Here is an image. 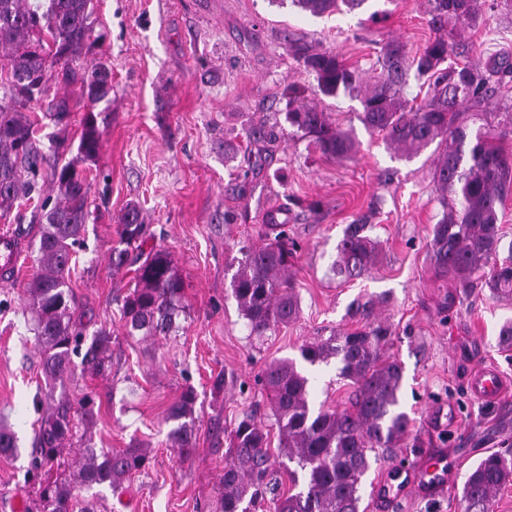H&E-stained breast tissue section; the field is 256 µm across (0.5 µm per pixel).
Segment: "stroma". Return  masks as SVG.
Segmentation results:
<instances>
[{"label": "stroma", "mask_w": 512, "mask_h": 512, "mask_svg": "<svg viewBox=\"0 0 512 512\" xmlns=\"http://www.w3.org/2000/svg\"><path fill=\"white\" fill-rule=\"evenodd\" d=\"M382 17L370 20V11ZM427 0H372L369 12L315 17L291 0H95L98 48L112 70V104L98 119L101 149L86 163L90 217L73 249L70 287L88 332L112 334V369L86 372L72 358L65 382L71 400L92 395L98 407L89 444L150 449L145 469L122 492L95 487L83 497L94 512H212L224 474L226 433L243 413L272 421L261 375L277 358H298L302 344L356 325L358 298L384 297L376 314L392 326L389 353L403 367V406L413 419L406 447L378 453L366 475L363 512H460L457 492L488 453L512 452V396L475 394L477 370H497L512 386V354L498 331L512 300L476 294L442 305L452 284L429 259L430 230L442 209L432 178L436 155L407 156L356 117L359 99L317 94L292 49L335 52L372 83L376 53L398 41L417 53L432 35ZM476 51L512 54V12L488 14L469 31ZM329 112L352 131L353 160L322 159L306 139L281 133L265 155L246 138L258 119L283 124L289 105ZM142 210L148 245L167 249L184 287L178 332L142 338L126 333L122 298L134 286L132 266L112 268L117 224L128 204ZM39 200L21 202L0 232L21 245L16 268L0 270V420L12 425L18 453L0 457V512L13 501L34 505L29 477L34 430L48 387L23 299L40 271L34 244ZM288 215L296 244L293 273L298 318L265 336L250 335L229 284L243 244H260L261 215ZM368 215L382 262L364 277L339 283L328 268L345 224ZM312 404L344 407L351 391L335 365L312 367ZM224 388L214 391L216 377ZM197 393V450L176 458L168 448L169 406L186 388ZM445 455L448 485L431 497L409 491L378 504L377 481Z\"/></svg>", "instance_id": "1"}]
</instances>
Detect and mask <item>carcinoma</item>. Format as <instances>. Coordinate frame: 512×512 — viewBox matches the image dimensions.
<instances>
[{"label":"carcinoma","instance_id":"cac0c4a2","mask_svg":"<svg viewBox=\"0 0 512 512\" xmlns=\"http://www.w3.org/2000/svg\"><path fill=\"white\" fill-rule=\"evenodd\" d=\"M368 0H292L314 16L353 12ZM433 36L414 56L398 41L377 53V80L363 85L359 69L335 53L295 45L304 69L313 75L317 91L326 97L339 92L361 96L358 120L370 132L382 133L394 149L416 155L436 145L433 181L442 215L432 226L429 258L434 274L465 294L487 288L496 297L512 295V243L504 244L500 224L504 197L512 191V153L501 145L512 126V56L491 53L478 64L463 61L473 45L464 36L483 22L484 9L512 8V0H428ZM94 0H0V58L7 61L0 77V218L36 188L45 156L37 143L35 121L27 113L45 112L60 125L74 106L85 103L78 156L54 165L51 183L54 203L45 200L43 224L38 228L41 271L26 285L33 314V331L47 380L64 386L71 355L86 339L82 315L77 313L69 283L72 247L80 240L89 217L88 185L80 164L100 152L96 109L112 100L105 89L111 69L103 61L91 70L75 67L83 51L101 40L94 35ZM428 84L426 102L410 105L404 96L409 77ZM58 81L69 91L49 95L43 84ZM285 120L294 134L308 138L327 159L348 161L357 153L351 134L339 128L329 113L315 107H288ZM247 138L267 151L275 142V128L259 122L249 126ZM283 209L268 210L261 221L260 246L239 249L237 271L230 281L241 316L253 336H264L299 315L296 283L290 268ZM373 225L357 219L342 230L336 257L330 265L343 281L365 275L381 260ZM118 244L112 247V268L137 265L134 288L123 299L128 335L167 336L177 328L184 311L183 287L170 253L144 249L145 224L140 209L128 205L117 226ZM508 250L503 257L501 252ZM383 298L352 303L356 328L340 336L306 343L301 359L312 365L336 360L338 375L353 387L348 405L314 411L310 379L294 359L271 361L264 371L272 415L279 431L281 461L272 460L270 432L251 412L242 415L229 435L224 476L218 488L217 512H360L362 490L370 469V453L378 448H401L412 419L401 409V364L387 354L391 329L374 313ZM111 335L99 329L85 353L89 371H106ZM47 414L35 432L34 476L39 478L37 512H90L80 491L107 486L117 492L126 478L145 468L148 448L83 449V462L63 479L52 475L65 444L94 425V399L86 396L74 409L69 395H48ZM196 392L188 388L169 407L170 448L180 457L195 452L193 414ZM17 452L10 426L0 423V455ZM288 475L291 487H275V465ZM512 480V455L491 452L468 471L459 495L460 512H494L496 496Z\"/></svg>","mask_w":512,"mask_h":512}]
</instances>
